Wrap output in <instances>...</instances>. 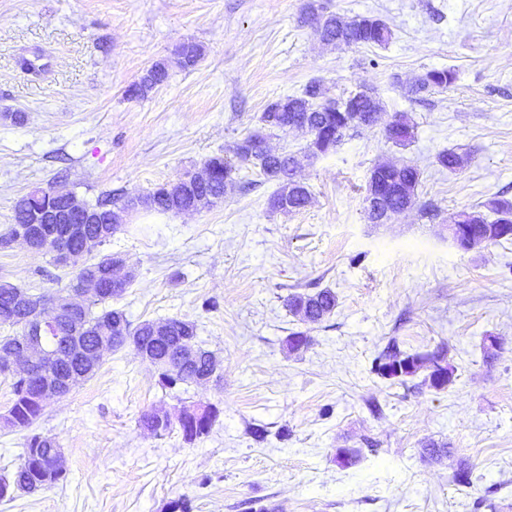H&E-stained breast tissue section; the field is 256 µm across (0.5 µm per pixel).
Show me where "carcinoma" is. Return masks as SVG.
I'll return each instance as SVG.
<instances>
[{
	"mask_svg": "<svg viewBox=\"0 0 512 512\" xmlns=\"http://www.w3.org/2000/svg\"><path fill=\"white\" fill-rule=\"evenodd\" d=\"M313 19L321 21L322 40L335 46H352L350 38L364 29L370 32L369 47L385 46L392 39V30L381 18L375 16H356L345 18L338 14L320 16L313 14ZM177 63L185 71H190L198 65L202 57L201 47L192 41L181 43L176 51ZM168 79V67L159 62L147 70L136 87V93L127 94L130 100H139L148 96L153 88L164 84ZM457 80V72L452 67L434 68L419 75L409 85L408 92L424 97L448 89ZM335 100L326 97L323 84L319 80L309 81L298 95H288L270 102L259 117L260 127L249 133L231 148V155H216L208 158L205 164L229 171L242 168L255 169L264 179L274 181L278 189L269 198V207L273 212L293 213L305 208L310 202L311 192L300 181L295 179V170L299 164L298 158L292 153H275L266 146L269 136L281 132L302 131L306 134L312 130H322L336 127V112L332 104ZM344 126L355 136L365 129L377 125L381 106L372 95L361 93L354 95L344 104ZM398 129L387 135V139L398 145H403L413 137L414 126L405 114L396 115ZM467 163V156L454 150H444L437 156V164L450 171L462 169ZM384 173V178L390 179L397 186L392 194L383 197L380 209L389 212L391 218H396L408 209L414 207L418 198V187L421 182L420 171L408 162L400 164L385 163L375 166L372 173ZM232 180L224 179L218 174L205 183L182 185L174 191L162 194L150 191L144 196L142 207L158 213H178L191 205V200L198 197L203 199V206L210 207L224 198L227 187ZM489 212L495 215L489 219L479 210L460 211L451 217V223H457V218L464 217V223L473 225L474 231L469 236L462 237L461 250L469 251L481 245L499 244L512 241V200L495 198L484 204ZM13 303V288L10 283L0 285V312L9 310L14 317L11 327L21 329L25 326L26 314L11 308ZM101 306L99 311L94 307ZM336 293L330 288H323L313 294L293 293L288 295L286 307L289 313L304 322L319 323L329 317L336 309ZM88 322L87 335L74 338L49 334L45 344L52 348L59 346V356L50 365L53 376L64 378L73 372L86 369L82 352L98 346L101 337H109V350L116 352L125 346L149 350L154 361L150 362L159 375L162 389L176 393L198 379L213 371L214 354L207 350L194 361H184L182 345L190 342L196 336L197 325L193 321L171 317L166 319V339L155 337L154 321L144 320L137 324L128 319L125 311L108 304V300H96L88 304L86 309ZM447 351L439 347L431 352L408 353L400 349L394 341L379 351L372 360L371 372L376 376L406 383L407 379L420 373L425 374L423 382L435 390H443L453 382L454 368L447 367L448 379L437 382L434 379V365L439 360L446 359ZM44 376L39 372L12 377V392L14 398L8 409L13 426L19 429H30L43 415ZM160 410H150L138 419L139 427L162 437L173 431L168 424L159 428ZM219 416V409L209 411L207 423L196 421H180L179 431L187 443L207 435ZM55 439L42 433H31L27 436L24 451L18 457V463L11 473L10 486L30 492L38 490L40 471L43 465L56 460L60 454Z\"/></svg>",
	"mask_w": 512,
	"mask_h": 512,
	"instance_id": "carcinoma-1",
	"label": "carcinoma"
}]
</instances>
